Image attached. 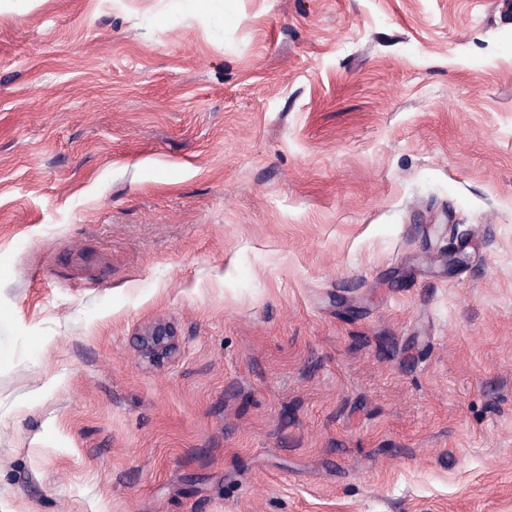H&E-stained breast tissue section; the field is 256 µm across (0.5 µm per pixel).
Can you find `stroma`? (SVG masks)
<instances>
[{"label":"stroma","mask_w":512,"mask_h":512,"mask_svg":"<svg viewBox=\"0 0 512 512\" xmlns=\"http://www.w3.org/2000/svg\"><path fill=\"white\" fill-rule=\"evenodd\" d=\"M0 512H512V0H0ZM176 347V334L164 321L146 325L139 334L140 355L152 365H161L170 359Z\"/></svg>","instance_id":"stroma-1"}]
</instances>
